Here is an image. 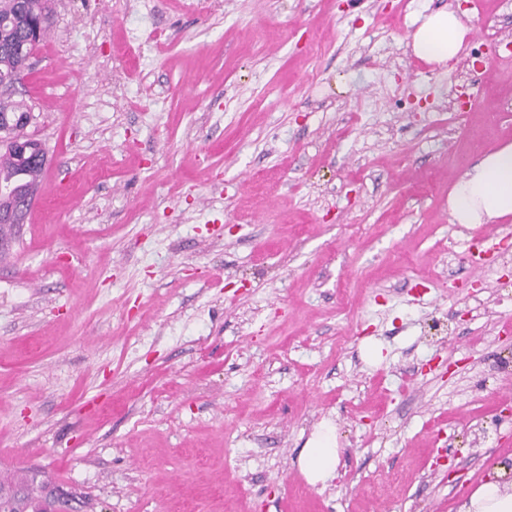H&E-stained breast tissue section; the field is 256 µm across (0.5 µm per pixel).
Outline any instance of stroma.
<instances>
[{
	"label": "stroma",
	"mask_w": 512,
	"mask_h": 512,
	"mask_svg": "<svg viewBox=\"0 0 512 512\" xmlns=\"http://www.w3.org/2000/svg\"><path fill=\"white\" fill-rule=\"evenodd\" d=\"M0 267V471L93 512H457L512 463V0H54ZM471 31L440 67L423 16ZM337 430L329 486L299 454ZM470 29L453 11H437L422 18L409 46L412 54L428 63L446 65L459 54ZM35 143L37 147L33 156L23 154L12 147H7L4 152H1L0 146V184L9 185L20 193L29 191L33 187L37 188L44 169L32 163L31 157L45 167L47 155L42 142ZM453 223L492 224L512 215V142L485 153L455 185Z\"/></svg>",
	"instance_id": "35a3bbf8"
}]
</instances>
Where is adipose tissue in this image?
I'll use <instances>...</instances> for the list:
<instances>
[{"label":"adipose tissue","instance_id":"ef3b65f1","mask_svg":"<svg viewBox=\"0 0 512 512\" xmlns=\"http://www.w3.org/2000/svg\"><path fill=\"white\" fill-rule=\"evenodd\" d=\"M469 30L455 12L437 11L423 17L413 32L414 56L445 65L459 54ZM448 208L453 223L489 224L512 215V142L485 153L455 185ZM336 430L325 427L303 449L299 465L313 484L329 485L337 477ZM457 512H512V470L499 466L496 477L478 486Z\"/></svg>","mask_w":512,"mask_h":512}]
</instances>
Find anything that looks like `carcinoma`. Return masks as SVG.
Wrapping results in <instances>:
<instances>
[{
    "instance_id": "1",
    "label": "carcinoma",
    "mask_w": 512,
    "mask_h": 512,
    "mask_svg": "<svg viewBox=\"0 0 512 512\" xmlns=\"http://www.w3.org/2000/svg\"><path fill=\"white\" fill-rule=\"evenodd\" d=\"M44 19L40 36L46 37L53 23L52 0H0V81L17 79L30 67L31 53L27 38L29 31L23 23ZM30 107L22 99L10 94H0V138L14 139L24 135V115ZM43 168L31 162V156L13 148L0 151V184L9 185L21 193L36 186ZM27 484L26 492L0 504V512H83L85 496L73 493L65 500H56L47 494V487L56 484L49 475L35 481L27 470L19 469L6 480L0 479V487Z\"/></svg>"
}]
</instances>
